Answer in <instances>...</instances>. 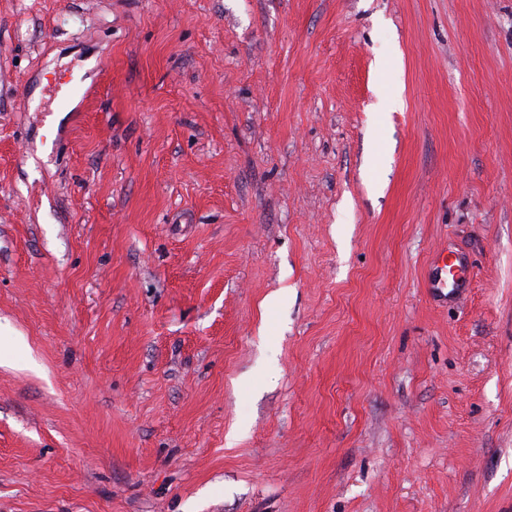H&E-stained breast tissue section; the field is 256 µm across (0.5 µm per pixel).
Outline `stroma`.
I'll return each mask as SVG.
<instances>
[{
  "mask_svg": "<svg viewBox=\"0 0 512 512\" xmlns=\"http://www.w3.org/2000/svg\"><path fill=\"white\" fill-rule=\"evenodd\" d=\"M0 512H512V0H0Z\"/></svg>",
  "mask_w": 512,
  "mask_h": 512,
  "instance_id": "1",
  "label": "stroma"
}]
</instances>
